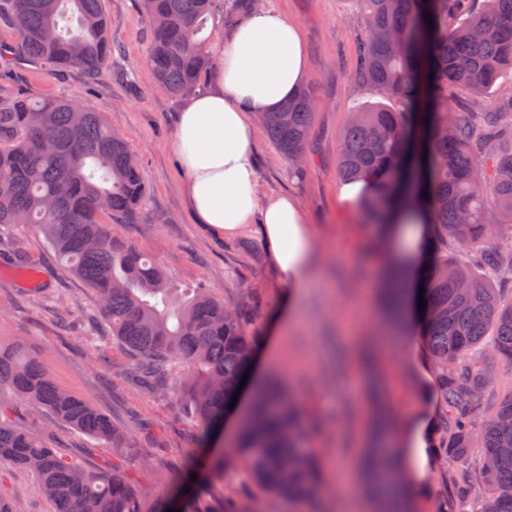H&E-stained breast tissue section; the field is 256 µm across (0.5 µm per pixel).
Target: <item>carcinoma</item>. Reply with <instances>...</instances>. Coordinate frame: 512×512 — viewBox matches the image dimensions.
I'll list each match as a JSON object with an SVG mask.
<instances>
[{"label": "carcinoma", "mask_w": 512, "mask_h": 512, "mask_svg": "<svg viewBox=\"0 0 512 512\" xmlns=\"http://www.w3.org/2000/svg\"><path fill=\"white\" fill-rule=\"evenodd\" d=\"M151 24L147 59L156 80L178 96L196 89L210 60L202 34L223 0H142ZM367 35L359 42L355 80L380 89L398 107L355 109L339 155L343 183L376 181L359 205L375 224L380 248L390 215L413 203L428 215L429 261L422 267L425 312L392 274L394 336L408 327L424 349L433 378L434 451L452 469L449 494L434 512H512V388L500 391L483 363L512 376V91L495 87L512 71V0H359ZM0 57L21 55L49 71L72 68L93 77L112 54L103 0H0ZM475 97L496 93L485 112L459 108L448 87ZM78 98L0 100V227L30 224L58 261L101 304L112 339L137 361L122 376L152 394L170 391L174 368L191 414L212 455L185 472L181 489L153 512H253L247 499L215 510L205 478L224 474V412L239 388L258 336L242 309L207 288H179L150 254L112 236L144 202L146 186L131 148ZM315 88L307 85L263 126L279 154L300 158L309 139ZM493 207L505 219L492 233ZM22 404L44 410L90 438L112 445V468H87L42 436L9 419ZM393 410L377 407L373 441L360 464L383 484H397L389 443ZM234 455L273 497L301 502L326 483L310 415L278 380L239 426ZM128 438L106 414L57 387L19 343L0 345V467L36 475L54 512H148L137 480L121 463ZM483 450L480 469L471 450ZM197 479L190 480L191 474ZM189 492H184V489Z\"/></svg>", "instance_id": "obj_1"}]
</instances>
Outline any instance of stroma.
<instances>
[{"label":"stroma","mask_w":512,"mask_h":512,"mask_svg":"<svg viewBox=\"0 0 512 512\" xmlns=\"http://www.w3.org/2000/svg\"><path fill=\"white\" fill-rule=\"evenodd\" d=\"M297 22L303 33L309 82L318 97L310 137L303 152L304 177L291 173L265 129L255 150L262 195L295 194L316 237L315 273L324 287L311 288L302 316L280 332L276 369L320 421L319 447L337 464L353 463L361 449L370 404L367 342L373 337L367 286L378 264L367 252L371 227L362 209L344 211L338 201L339 148L355 107L387 104L385 94L356 83L358 42L363 20L357 0H261ZM114 46L109 64L89 79L78 70L50 73L15 56L0 59V97L29 99L81 97L131 145L141 163L149 194L114 236L153 255L176 284L209 288L234 304L249 297L244 320L267 335L284 287L271 267L259 226L235 237H220L194 222L180 195L182 174L168 144L181 103L157 83L147 65L151 30L142 0H104ZM24 342L69 393L91 403L118 424H131L125 466L139 475L147 505L173 494L194 457L203 455L200 433L184 405L186 390L174 382L171 394L153 396L119 379L131 354L113 340L98 300L62 265L35 228L17 224L0 230V342ZM382 391L400 413L429 405L432 376L422 353L388 355ZM19 425L44 432L49 442L92 469L112 452L49 415L24 408ZM207 498L248 497L255 512H297L296 503L257 491L232 452L224 454V474L206 487ZM0 495L18 512H53L36 490L31 473L0 470Z\"/></svg>","instance_id":"1"}]
</instances>
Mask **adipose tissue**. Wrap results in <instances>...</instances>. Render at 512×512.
<instances>
[{"label": "adipose tissue", "mask_w": 512, "mask_h": 512, "mask_svg": "<svg viewBox=\"0 0 512 512\" xmlns=\"http://www.w3.org/2000/svg\"><path fill=\"white\" fill-rule=\"evenodd\" d=\"M307 78L300 26L279 10L251 9L227 31L216 85L184 100L170 143L183 174V196L199 223L228 236L261 225L269 259L286 286L275 317L279 325L299 312L310 279L313 230L295 196L261 197L253 118L276 111ZM428 232L420 215L409 225H393L391 237L399 244L407 274L425 260L420 244ZM428 428V410L401 416L394 441L404 457L405 492L414 501L428 481L423 453Z\"/></svg>", "instance_id": "adipose-tissue-1"}]
</instances>
